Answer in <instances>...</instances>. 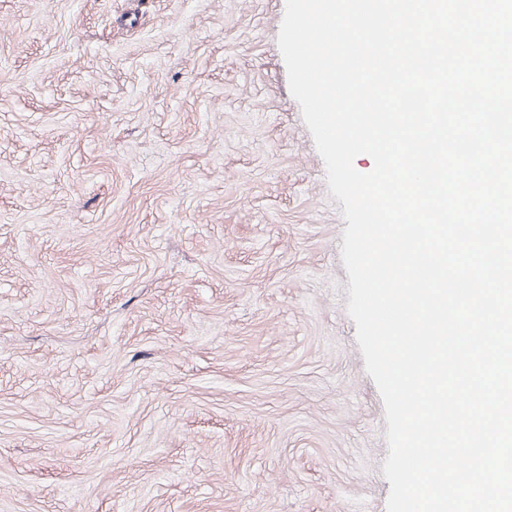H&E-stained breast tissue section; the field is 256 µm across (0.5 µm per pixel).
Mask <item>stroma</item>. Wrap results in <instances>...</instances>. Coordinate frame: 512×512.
<instances>
[{
  "instance_id": "stroma-1",
  "label": "stroma",
  "mask_w": 512,
  "mask_h": 512,
  "mask_svg": "<svg viewBox=\"0 0 512 512\" xmlns=\"http://www.w3.org/2000/svg\"><path fill=\"white\" fill-rule=\"evenodd\" d=\"M285 0H0V512H386Z\"/></svg>"
}]
</instances>
